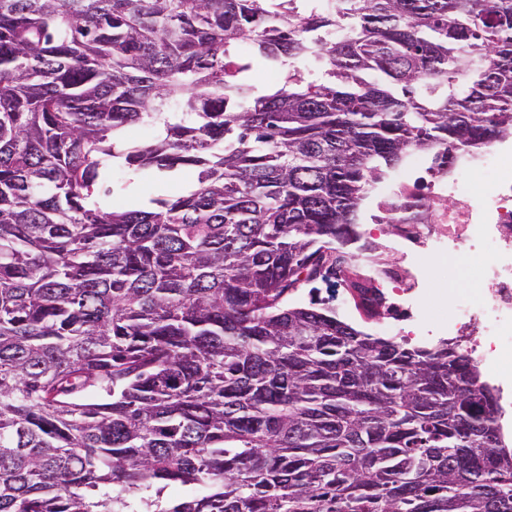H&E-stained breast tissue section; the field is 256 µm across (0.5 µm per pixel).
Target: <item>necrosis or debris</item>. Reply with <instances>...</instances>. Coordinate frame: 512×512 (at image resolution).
<instances>
[{
    "label": "necrosis or debris",
    "mask_w": 512,
    "mask_h": 512,
    "mask_svg": "<svg viewBox=\"0 0 512 512\" xmlns=\"http://www.w3.org/2000/svg\"><path fill=\"white\" fill-rule=\"evenodd\" d=\"M394 207L427 216V224L415 228L427 253L468 250L488 283L481 301L456 302L447 332L493 373L502 398L512 403V148L486 149L461 163L457 176L432 178L426 196L407 180L380 191L377 210Z\"/></svg>",
    "instance_id": "4bbe7bcc"
}]
</instances>
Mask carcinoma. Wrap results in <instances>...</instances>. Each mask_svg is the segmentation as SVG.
I'll return each mask as SVG.
<instances>
[{
    "instance_id": "carcinoma-1",
    "label": "carcinoma",
    "mask_w": 512,
    "mask_h": 512,
    "mask_svg": "<svg viewBox=\"0 0 512 512\" xmlns=\"http://www.w3.org/2000/svg\"><path fill=\"white\" fill-rule=\"evenodd\" d=\"M507 139L512 0H0V512H512L472 358L296 299L395 312L366 201ZM195 176L185 171H175L162 176H144L135 180L133 189L141 200L158 195H175L190 188ZM336 279L331 278L330 281L323 282L321 280L316 281L315 283L306 286L303 288L297 295V298L299 301H301L304 304H307L310 300L309 290L312 287L319 288L318 296L320 298H330V302L333 306L336 307V310L344 317L346 318L350 323H352L355 326H360L367 331L371 333H375L382 336H394V335H388L381 331V329L378 327V322H380V319L372 318L368 319L362 310H356L354 306V302L350 298V296L346 293L344 289H342L341 286L337 285L335 283ZM336 290V292H334ZM334 295V298L332 299L331 296ZM347 297L349 299V305L350 308L346 313H342L339 308V303L341 299Z\"/></svg>"
}]
</instances>
